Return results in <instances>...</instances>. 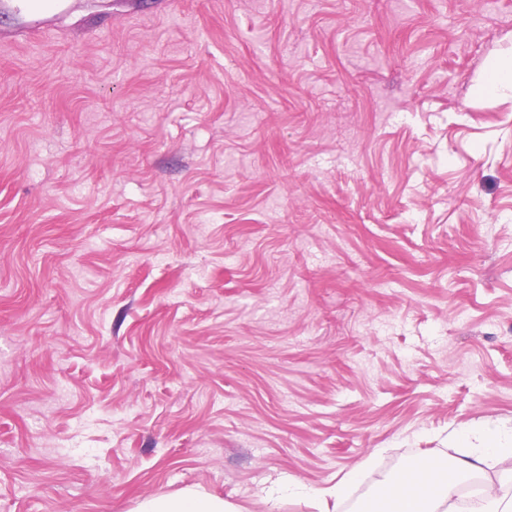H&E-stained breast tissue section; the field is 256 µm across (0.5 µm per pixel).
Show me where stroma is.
<instances>
[{
	"mask_svg": "<svg viewBox=\"0 0 512 512\" xmlns=\"http://www.w3.org/2000/svg\"><path fill=\"white\" fill-rule=\"evenodd\" d=\"M512 0H77L0 41V512L359 504L512 444ZM138 512H239L223 498L199 488H187L177 496L152 497L141 501Z\"/></svg>",
	"mask_w": 512,
	"mask_h": 512,
	"instance_id": "stroma-1",
	"label": "stroma"
}]
</instances>
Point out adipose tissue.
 Here are the masks:
<instances>
[{
    "label": "adipose tissue",
    "mask_w": 512,
    "mask_h": 512,
    "mask_svg": "<svg viewBox=\"0 0 512 512\" xmlns=\"http://www.w3.org/2000/svg\"><path fill=\"white\" fill-rule=\"evenodd\" d=\"M498 446L459 458L453 469H445L430 458L408 464L396 481L387 483L376 501L364 502L360 512H380L388 503L389 512H459L454 500L462 477L485 465L488 458L503 455ZM138 512H239L238 508L199 488L185 489L177 496L152 497L141 501Z\"/></svg>",
    "instance_id": "adipose-tissue-1"
}]
</instances>
